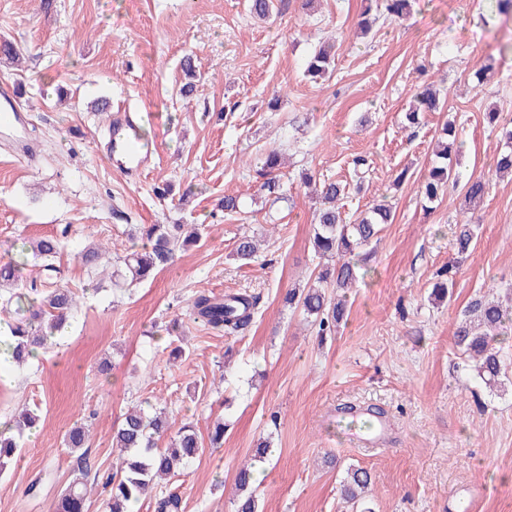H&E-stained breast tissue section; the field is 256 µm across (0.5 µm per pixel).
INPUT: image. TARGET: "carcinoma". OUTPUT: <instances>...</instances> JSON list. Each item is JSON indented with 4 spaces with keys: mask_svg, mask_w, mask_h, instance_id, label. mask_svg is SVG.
<instances>
[{
    "mask_svg": "<svg viewBox=\"0 0 512 512\" xmlns=\"http://www.w3.org/2000/svg\"><path fill=\"white\" fill-rule=\"evenodd\" d=\"M411 0H367L360 15L357 28L367 34L371 27L370 14L377 9L393 21H402L410 13ZM336 41L326 39L314 49L307 72L322 80L331 76L336 54ZM438 108L436 92L426 88L416 95V105L406 113L408 124H419L420 114L434 112ZM504 150L496 159V171L512 175V127L502 126ZM456 142L455 130L450 124L442 128V140L428 176L421 185L424 199L433 203L448 182L458 181L452 152ZM284 165L282 154L269 152L259 169L257 190L276 200L284 195L278 170ZM350 184L343 180H323L315 185L320 207L315 211L313 223V247L319 258H337L332 273V283L320 272L313 283L300 290L291 289L285 302L298 309L305 320L315 325L317 335L324 338L334 336L341 324L347 321L348 309L344 292L354 287L366 274L364 263L369 253L365 252L371 242L382 231V225L392 221V212L385 203H376L353 219L344 217L339 202L348 194ZM489 188L481 175L470 176L462 185L467 205L475 208L483 201ZM146 244L139 250L125 255V281L137 282L148 278L160 265L172 258L179 248L197 244L201 228L197 224H151L143 229ZM477 236L474 224L467 219L457 225L453 232L455 256L448 265L436 272L432 294L438 301L449 296L458 262L467 258L474 250ZM61 242L52 236L41 237L33 242L32 251L41 259L39 270L58 272L55 266L61 253ZM258 253L256 240L248 234L239 237L235 256L248 264ZM101 247L85 248L80 259L89 271L99 264ZM332 286L342 294L331 298L326 286ZM260 296L247 293L226 294L217 297L201 293L192 302L193 319L208 327L224 332L227 336L242 333L251 323L258 308ZM76 306L74 293L65 287L47 288L33 277L25 280L20 263L15 260L0 261V314H5L7 332L3 336L4 351L9 365H20L32 356V349L54 344L56 335L67 324L71 311ZM512 335V298L484 296L472 301L456 322L454 344L463 358L473 363L476 376L492 391H503L512 385L509 366L512 358L509 351V336ZM37 418L30 410L23 411L16 420L6 422L0 431V473L14 463L21 446L18 435L36 426ZM170 437V447L161 448L158 442ZM87 430L84 423H74L65 433L64 444L76 451L86 447ZM112 447L127 455L109 478L112 495L107 502L108 512H128L130 505L146 498L161 481L175 475L194 460L202 450L198 433L192 424L175 425L163 411L148 416L143 411L132 409L113 430ZM89 470L69 482L55 504L54 512H83L87 496ZM252 473L247 466L239 468L235 486V512H258L256 488L251 485ZM370 483V475L364 469H352L341 485L343 499L359 505L361 494Z\"/></svg>",
    "mask_w": 512,
    "mask_h": 512,
    "instance_id": "1",
    "label": "carcinoma"
}]
</instances>
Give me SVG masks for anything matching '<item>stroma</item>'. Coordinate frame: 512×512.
Here are the masks:
<instances>
[{"label":"stroma","mask_w":512,"mask_h":512,"mask_svg":"<svg viewBox=\"0 0 512 512\" xmlns=\"http://www.w3.org/2000/svg\"><path fill=\"white\" fill-rule=\"evenodd\" d=\"M270 21L248 0H0V40L20 49L0 56V82L22 89L34 161L0 147V260L49 235L78 298L60 344L0 381V420L37 409L38 427L18 462L0 474V512H48L88 456L87 512H103L116 469L112 432L124 413L147 404L194 423L206 447L167 488L182 512H232L234 476L258 440L274 454L262 465L261 512H344L348 467L372 477V512H512V389L490 392L464 369L453 331L466 306L491 285L512 283V179L493 161L501 147L484 113L512 117V14L497 0H412L407 21L379 17L367 38L354 31L362 0H278ZM340 42L331 78L306 75L318 41ZM199 74L190 98L179 92L185 54ZM440 109L409 127L405 112L424 84ZM107 96L150 112L143 133L158 157L137 181L120 175L97 144L111 120L94 102ZM457 128L462 177L490 190L472 221L478 239L460 262L453 296L435 301L434 276L452 254L463 217L460 187L426 207L418 184L436 135ZM285 152V199L258 193L255 169ZM369 170L342 210L352 215L387 198L394 219L371 244L367 275L350 292L345 327L319 342L288 310V288L305 284L317 260L310 245L315 201L302 176L352 180L354 158ZM403 183H396L399 172ZM242 197L240 212L217 206ZM148 224H199L197 245L177 251L154 277L115 285L110 272ZM261 242L243 265L242 233ZM106 245L88 274L79 254ZM250 292L259 309L240 336L195 322L194 297ZM179 321L183 337L170 330ZM182 358H174V348ZM383 408L390 430L375 449L336 426L340 404ZM278 422H271V415ZM224 445L208 447L216 418ZM85 421L87 454L64 445ZM41 489L29 493L33 479Z\"/></svg>","instance_id":"obj_1"}]
</instances>
